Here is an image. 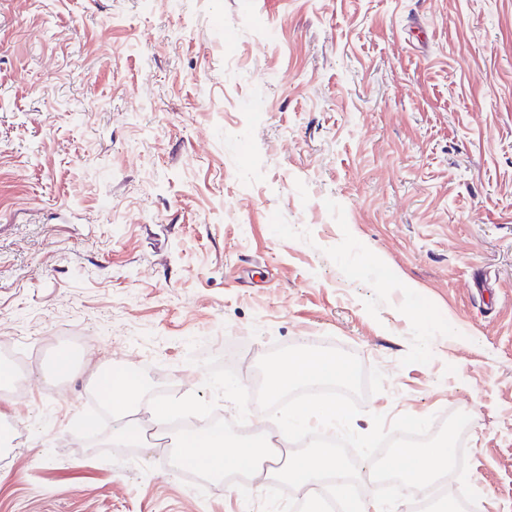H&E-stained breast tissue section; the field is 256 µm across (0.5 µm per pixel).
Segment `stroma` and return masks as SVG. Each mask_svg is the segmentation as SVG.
I'll return each instance as SVG.
<instances>
[{"instance_id": "stroma-1", "label": "stroma", "mask_w": 512, "mask_h": 512, "mask_svg": "<svg viewBox=\"0 0 512 512\" xmlns=\"http://www.w3.org/2000/svg\"><path fill=\"white\" fill-rule=\"evenodd\" d=\"M1 336L36 347L0 512H290L162 471L174 429L72 426L101 366L235 420L202 359L249 388L306 338L384 373L356 433L470 415L475 512H512V0H0Z\"/></svg>"}]
</instances>
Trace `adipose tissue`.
<instances>
[{"label": "adipose tissue", "instance_id": "ef3b65f1", "mask_svg": "<svg viewBox=\"0 0 512 512\" xmlns=\"http://www.w3.org/2000/svg\"><path fill=\"white\" fill-rule=\"evenodd\" d=\"M271 446L272 436L268 433L234 440L224 430L208 429L182 435L174 458L177 465L192 464L212 476L246 472L260 485L269 476L265 463L271 457ZM353 472V467L333 453L321 452L290 460L282 475L310 502L322 496V480L328 475L339 477L337 492L345 494V481Z\"/></svg>", "mask_w": 512, "mask_h": 512}]
</instances>
